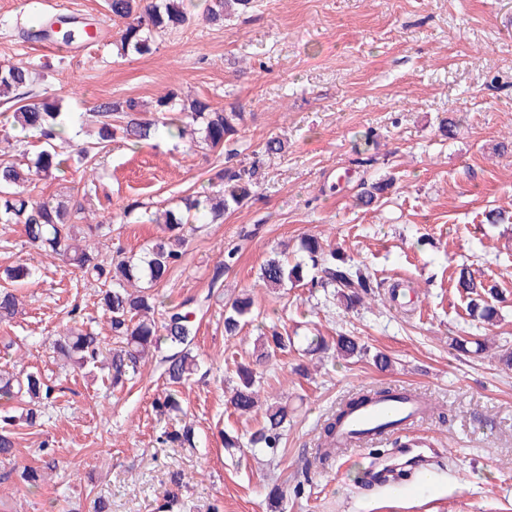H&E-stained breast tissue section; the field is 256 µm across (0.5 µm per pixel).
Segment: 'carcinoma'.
<instances>
[{
	"label": "carcinoma",
	"mask_w": 512,
	"mask_h": 512,
	"mask_svg": "<svg viewBox=\"0 0 512 512\" xmlns=\"http://www.w3.org/2000/svg\"><path fill=\"white\" fill-rule=\"evenodd\" d=\"M254 0H209L205 19L213 25L246 13L253 8ZM112 19L122 24L116 40L118 54L144 55L151 51L157 35L178 29L189 23L184 0H106ZM32 84L31 73L23 66L0 62V97L15 101L12 125L37 139L39 148L29 163L21 164L11 159L0 161V226L21 224L29 241L49 257L60 259L66 265L80 270L85 276L100 284L98 306L107 316L116 340V346L105 351L101 338L84 325L69 328L64 336L55 340L54 353L67 364L90 372L99 370L106 374L112 387L124 383L138 372L140 363L156 355L164 366V374L173 389L155 400L156 411L164 413L179 409L175 387L191 379L198 370L197 355L193 354L197 333V312L200 306H191L187 300L162 313V320L155 319L161 306L156 286L163 282L170 270L184 257L185 231H198V224L208 219L211 223L224 218V213L238 207L255 193L258 165L224 166L215 174L211 191L205 199L187 198L182 209L163 212L161 235L147 249L146 256H123L107 259L87 244L83 235L106 236L110 225L101 221L88 222L86 208L80 203L37 200L31 194L33 176H51L73 161L83 170L97 169V156L116 139L140 143L172 128L178 136L195 137L198 147L221 152L237 132V122L242 113L231 108L225 111L198 98L181 99L167 93L157 100L156 115L142 117V106L132 98L105 102L84 115L62 111L58 100L27 99L20 90ZM91 117L97 125V140L93 145L80 149L76 155L58 151L57 141L62 139L57 128L75 124ZM394 188V177L386 176L361 184L358 202L367 208L379 207L388 201ZM301 250L306 254L315 275L311 287H320L328 297L342 303L347 310L356 308L362 295L374 288L370 275L350 263L343 253L327 247L314 237L301 240ZM237 251L224 252V260L213 269L211 286H216L225 273L237 263ZM302 262L290 263L282 253L270 256L260 267L259 282L267 288H282L288 283L304 280ZM37 268L18 264L4 270L7 286L0 289V321L12 319L18 312L19 300L12 288L31 282ZM457 286L468 299L471 314L492 323L498 311L489 299L495 297L494 286L475 279L467 267L459 271ZM253 298L243 294L234 298L225 309L224 332L236 336L247 324L252 314ZM295 345L294 337L278 331L266 337L263 350L255 351L247 362L236 364L237 385L232 389L228 402L240 414L260 409L258 388L263 373L257 367L268 362L279 352ZM334 348L344 360L367 355V348L353 336L341 334L331 342L322 336L306 338L304 352H320ZM393 394L389 388L375 387L361 390L341 402L336 411L320 424L323 442L336 436V429L353 408L373 399ZM50 387L39 372L0 373V400L23 405L21 412L8 411L0 415V458L12 454L15 447L10 426L22 422L34 426L43 417L42 405L49 398ZM288 425V406L274 403L265 409L263 425L253 432L249 444L253 448L280 447L283 432ZM196 433L191 425L168 433L165 440L195 446Z\"/></svg>",
	"instance_id": "cac0c4a2"
}]
</instances>
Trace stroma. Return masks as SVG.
Segmentation results:
<instances>
[{"instance_id": "stroma-1", "label": "stroma", "mask_w": 512, "mask_h": 512, "mask_svg": "<svg viewBox=\"0 0 512 512\" xmlns=\"http://www.w3.org/2000/svg\"><path fill=\"white\" fill-rule=\"evenodd\" d=\"M185 4L188 25L150 54L123 57L105 0H0V60L37 70L34 97L62 98L68 112L127 98L150 108L169 92L234 106L243 119L229 146L261 166L255 197L187 236L182 262L158 287L168 308L210 299L197 318L200 368L181 386L179 410L165 414L152 407L168 389L158 361L115 388L54 360L53 340L76 319L114 347L99 287L40 255L21 226L0 230V270H40L18 291L21 313L0 322V370H37L54 388L42 424L17 427L14 452L0 461V512H95L101 500L108 512H512V370L494 353L451 346L459 336L512 345V224L484 218L512 211V0H256L221 27L204 19L208 0ZM58 11L94 19L98 41L75 31L81 54L49 52L15 25ZM448 118L457 126L445 137ZM272 137L285 150L269 156ZM224 161L163 134L113 143L90 193L73 167L31 188L88 197L112 223L96 246L130 256L159 233L150 213L206 192ZM385 175L396 179L389 202L357 206L361 180ZM135 201L141 209L123 220ZM309 235L368 272L374 296L348 311L303 283L262 287L265 259L302 260ZM234 246L236 265L211 290L214 262ZM464 265L496 285L495 323L469 316L456 286ZM395 281L404 288L393 301ZM243 293L254 298L253 320L230 337L225 305ZM274 330L294 336L295 348L263 367L261 396L287 404L291 425L275 452L225 447V436L248 438L263 423L262 413L233 412L226 395L236 361ZM341 333L367 356L303 355L305 337ZM378 351L389 370L374 366ZM379 385L446 408L447 420L426 418L408 433L426 449L427 469L393 455L389 436L363 455H318L321 422ZM187 423L195 447L162 443ZM27 468L44 473L39 486L22 480ZM275 485L286 492L279 503L268 496Z\"/></svg>"}]
</instances>
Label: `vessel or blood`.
<instances>
[{"instance_id":"vessel-or-blood-1","label":"vessel or blood","mask_w":512,"mask_h":512,"mask_svg":"<svg viewBox=\"0 0 512 512\" xmlns=\"http://www.w3.org/2000/svg\"><path fill=\"white\" fill-rule=\"evenodd\" d=\"M426 400L418 394L409 399L373 400L353 409L345 418L334 440L336 454L360 451L383 437L385 430L408 429L427 413Z\"/></svg>"}]
</instances>
